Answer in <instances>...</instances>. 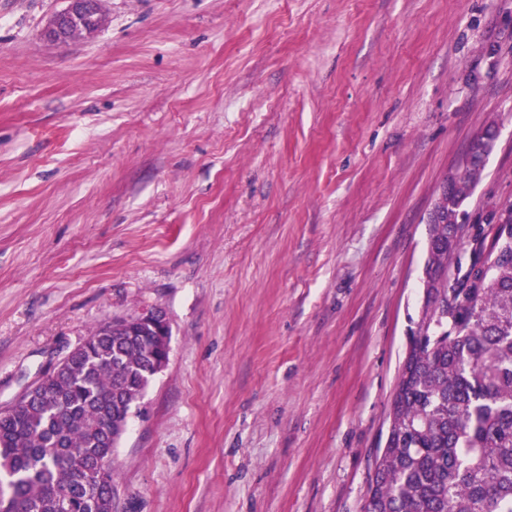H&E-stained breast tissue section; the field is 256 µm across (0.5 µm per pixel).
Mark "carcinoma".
<instances>
[{"instance_id":"carcinoma-1","label":"carcinoma","mask_w":512,"mask_h":512,"mask_svg":"<svg viewBox=\"0 0 512 512\" xmlns=\"http://www.w3.org/2000/svg\"><path fill=\"white\" fill-rule=\"evenodd\" d=\"M473 154L445 199L463 208ZM502 224H432L435 287L389 406L365 512H512V203ZM94 329L58 375L0 412V512H112V452L169 338Z\"/></svg>"}]
</instances>
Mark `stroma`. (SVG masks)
I'll use <instances>...</instances> for the list:
<instances>
[{"label": "stroma", "instance_id": "1", "mask_svg": "<svg viewBox=\"0 0 512 512\" xmlns=\"http://www.w3.org/2000/svg\"><path fill=\"white\" fill-rule=\"evenodd\" d=\"M0 0V408L159 308L113 512H364L429 211L512 202V0ZM98 1V3H97ZM64 0L65 7L55 13L46 24L43 36L52 43L62 44L72 39L86 36L87 30L95 32L99 26L98 12L103 15V0ZM98 8V12H97ZM81 25V26H74ZM74 26V27H72ZM72 27V28H71ZM70 31L68 32V30ZM68 32V37H67ZM483 158H480L477 154L470 156L469 160H466L463 172L461 173L458 181L452 187V192L445 199L444 209L448 212V206L450 211L455 213V210L463 209L464 204L471 196L475 184L481 176L483 170Z\"/></svg>", "mask_w": 512, "mask_h": 512}]
</instances>
